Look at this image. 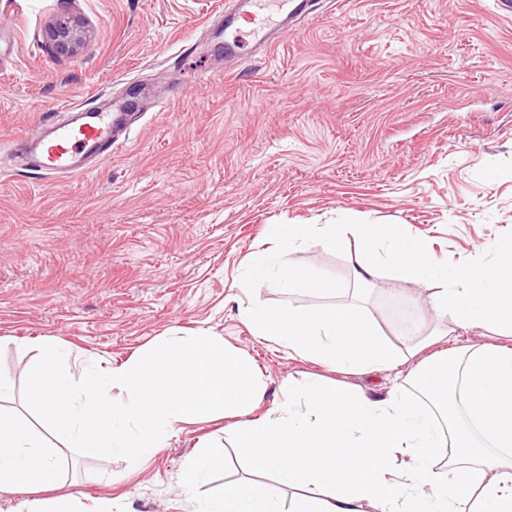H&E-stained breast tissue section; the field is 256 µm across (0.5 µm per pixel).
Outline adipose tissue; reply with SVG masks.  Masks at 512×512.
<instances>
[{
	"label": "adipose tissue",
	"mask_w": 512,
	"mask_h": 512,
	"mask_svg": "<svg viewBox=\"0 0 512 512\" xmlns=\"http://www.w3.org/2000/svg\"><path fill=\"white\" fill-rule=\"evenodd\" d=\"M320 235L334 250L358 243L356 279L373 285L381 270L429 284V305L454 327L493 326L512 336V255L480 267L448 268L405 224H277L270 248L255 253L241 288L290 293L338 292V283L293 268L282 257ZM255 335L289 353L344 372L370 373L405 363L382 338L370 308L246 311ZM28 369L30 426L5 408L10 379L0 376V493L44 492L63 480V451L87 448L131 459L151 456L179 424L231 420V433L253 466L276 484L237 482L200 512H512V347L452 348L418 365L387 395L309 382L262 415L266 389L250 356L199 331L161 344L101 373L89 363L71 373L65 345L46 341ZM436 384L444 405L429 408L409 384ZM314 486L325 498L283 507L279 485Z\"/></svg>",
	"instance_id": "adipose-tissue-1"
}]
</instances>
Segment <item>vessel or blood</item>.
<instances>
[{
  "mask_svg": "<svg viewBox=\"0 0 512 512\" xmlns=\"http://www.w3.org/2000/svg\"><path fill=\"white\" fill-rule=\"evenodd\" d=\"M309 9V0H237L226 18L229 24L245 19L252 23L251 36L256 45L267 48L282 40L293 27L296 17ZM122 105L109 112H91L76 108L79 123L50 120L42 135L20 138L21 157H34L43 171L66 175L75 173V159L82 154L105 160L112 148L126 135L128 122Z\"/></svg>",
  "mask_w": 512,
  "mask_h": 512,
  "instance_id": "vessel-or-blood-1",
  "label": "vessel or blood"
}]
</instances>
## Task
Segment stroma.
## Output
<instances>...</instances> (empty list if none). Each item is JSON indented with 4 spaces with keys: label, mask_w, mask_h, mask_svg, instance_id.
Segmentation results:
<instances>
[{
    "label": "stroma",
    "mask_w": 512,
    "mask_h": 512,
    "mask_svg": "<svg viewBox=\"0 0 512 512\" xmlns=\"http://www.w3.org/2000/svg\"><path fill=\"white\" fill-rule=\"evenodd\" d=\"M233 0H0V374L26 414L27 367L51 339L111 368L171 332L206 330L251 354L262 409L315 378L380 395L448 346L496 342L457 330L399 369L339 372L254 335L244 311L354 302L399 351L443 327L426 286L382 274L358 289L357 250L321 236L285 262L340 282V294L235 288L276 224H406L448 266L488 265L512 244V20L493 0H313L271 51L241 37L214 48ZM81 19L73 55L47 30ZM138 90L126 143L88 173L52 176L12 146L71 104ZM225 421L182 424L143 465L68 451L62 494L112 512H198L229 481L257 478ZM222 469L183 485L202 443Z\"/></svg>",
    "instance_id": "stroma-1"
}]
</instances>
